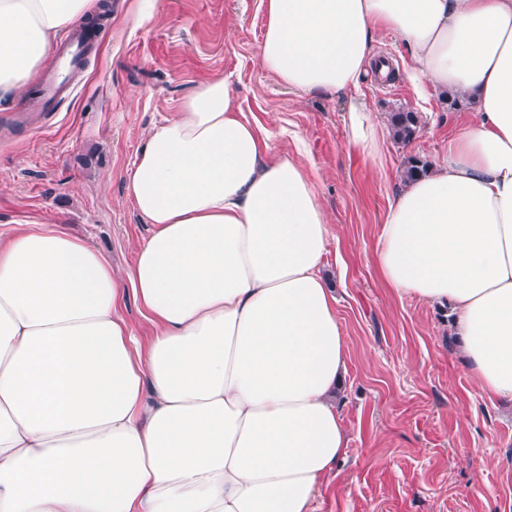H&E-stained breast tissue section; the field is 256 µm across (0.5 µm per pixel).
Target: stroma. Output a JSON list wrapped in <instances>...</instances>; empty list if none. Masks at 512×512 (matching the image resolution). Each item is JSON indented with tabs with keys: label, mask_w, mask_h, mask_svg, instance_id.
I'll return each instance as SVG.
<instances>
[{
	"label": "stroma",
	"mask_w": 512,
	"mask_h": 512,
	"mask_svg": "<svg viewBox=\"0 0 512 512\" xmlns=\"http://www.w3.org/2000/svg\"><path fill=\"white\" fill-rule=\"evenodd\" d=\"M112 0L73 91L41 113L40 129L0 110V230L41 221L62 225L127 271L148 238L125 174L154 121L171 116L194 87L231 82L245 119L270 154L293 150L329 218L324 273L348 345L336 396L347 458L331 474L316 512H512V404L482 396L447 308L399 297L381 280L375 248L412 158L448 150L469 106L419 97L407 79L408 49L379 33L375 54L393 73H368L367 107L384 134L376 160L349 147L344 96L288 91L261 68L262 0ZM413 112V140H394L390 117Z\"/></svg>",
	"instance_id": "1"
}]
</instances>
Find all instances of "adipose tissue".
<instances>
[{
	"mask_svg": "<svg viewBox=\"0 0 512 512\" xmlns=\"http://www.w3.org/2000/svg\"><path fill=\"white\" fill-rule=\"evenodd\" d=\"M97 0H0V109ZM257 55L288 89H357L379 31L416 92L472 110L403 181L375 253L398 295L448 305L480 391L512 401V0H264ZM349 144L381 132L349 100ZM153 227L128 272L57 224L0 239V512H315L347 456V343L305 166L270 155L216 78L154 123L125 175ZM133 290L149 336L121 313Z\"/></svg>",
	"mask_w": 512,
	"mask_h": 512,
	"instance_id": "adipose-tissue-1",
	"label": "adipose tissue"
}]
</instances>
